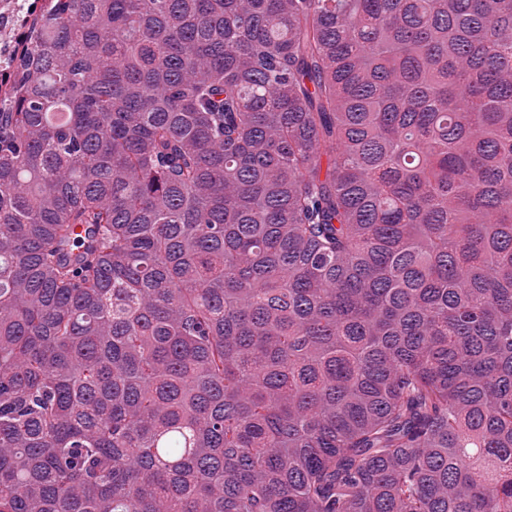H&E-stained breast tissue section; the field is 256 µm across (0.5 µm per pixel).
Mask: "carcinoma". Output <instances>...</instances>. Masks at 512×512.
Instances as JSON below:
<instances>
[{"label":"carcinoma","mask_w":512,"mask_h":512,"mask_svg":"<svg viewBox=\"0 0 512 512\" xmlns=\"http://www.w3.org/2000/svg\"><path fill=\"white\" fill-rule=\"evenodd\" d=\"M0 512H512V0H36Z\"/></svg>","instance_id":"1"}]
</instances>
